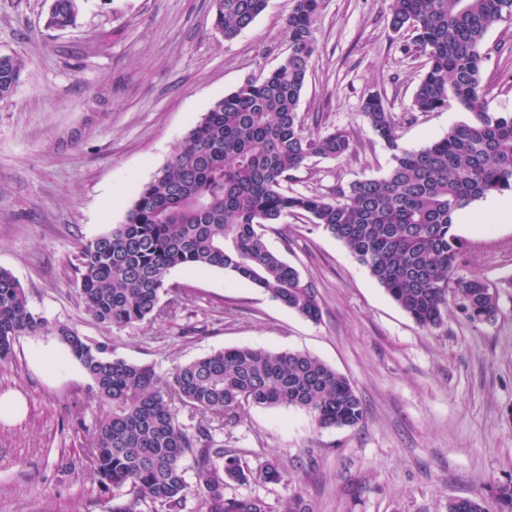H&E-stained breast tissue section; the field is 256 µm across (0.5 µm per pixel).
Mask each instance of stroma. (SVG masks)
<instances>
[{
  "instance_id": "stroma-1",
  "label": "stroma",
  "mask_w": 512,
  "mask_h": 512,
  "mask_svg": "<svg viewBox=\"0 0 512 512\" xmlns=\"http://www.w3.org/2000/svg\"><path fill=\"white\" fill-rule=\"evenodd\" d=\"M392 0H323L316 52L301 95L306 132L346 130L351 149L310 161L292 187L323 192L378 178L391 152L361 113L380 95L401 146L418 149L471 121L458 105L411 108L425 59L388 26ZM293 0L267 10L233 39L213 26L211 0H84L79 23L46 29L48 0H0V53L26 69L0 101V269L31 309L129 362L168 372L225 348L263 347L318 357L350 380L365 407L357 428H318L306 411L254 408L224 443L244 465L274 462L285 482L230 486L284 512L300 496L310 512H448L449 500L487 497L512 482V223L489 200L457 214L466 246L460 276L498 287V313L473 322L450 308L441 328L418 326L340 241L303 216L267 232L268 247L313 285L311 321L268 293L216 269L171 270V315L132 327L97 323L80 301L73 264L81 244L121 223L142 185L189 128L288 53ZM482 83L497 112L512 113V20L484 39ZM45 337L24 336L0 367V394L19 392L25 418L0 422V512H110L81 450L100 409L89 380L64 355L33 368Z\"/></svg>"
}]
</instances>
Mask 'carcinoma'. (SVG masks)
I'll list each match as a JSON object with an SVG mask.
<instances>
[{"label": "carcinoma", "mask_w": 512, "mask_h": 512, "mask_svg": "<svg viewBox=\"0 0 512 512\" xmlns=\"http://www.w3.org/2000/svg\"><path fill=\"white\" fill-rule=\"evenodd\" d=\"M322 3L294 0L286 23L289 53L281 64L217 101L142 186L124 221L81 245L76 290L98 323L127 327L167 314L160 298L178 267L229 271L288 309L319 319L312 286L265 240V231L290 213L343 242L420 327L443 326L451 305L473 322L495 318L492 284L458 275L464 243L454 216L512 192V113L490 110L481 76L484 36L512 19V0H392L389 28L412 32L414 51L426 58L412 109L434 112L452 100L473 120L409 150L399 146L382 98L367 95L362 114L392 151V166L380 178L326 194L287 187L307 162L335 160L351 149L345 130L310 134L298 112ZM267 6L268 0H212L214 26L232 39ZM81 10L82 0H51L46 25L74 27ZM25 67L22 58L0 54V100L11 96ZM48 335L80 365L93 398L108 407L95 422L86 458L91 479L123 497L113 512H185L192 490L195 512H268L263 499L230 496L226 489L281 482L285 475L271 463L258 470L243 465L224 448V428L257 407L304 410L322 429L355 428L364 420L350 381L313 355L241 346L163 376L33 312L19 281L0 269V363L11 362L20 337ZM493 495L499 512H512V483ZM448 512H486L485 500L453 499Z\"/></svg>", "instance_id": "1"}]
</instances>
